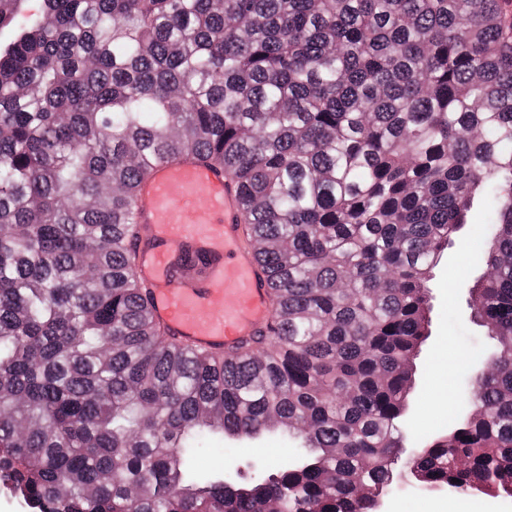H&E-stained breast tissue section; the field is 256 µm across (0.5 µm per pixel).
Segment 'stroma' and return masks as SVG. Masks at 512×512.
Returning <instances> with one entry per match:
<instances>
[{"mask_svg": "<svg viewBox=\"0 0 512 512\" xmlns=\"http://www.w3.org/2000/svg\"><path fill=\"white\" fill-rule=\"evenodd\" d=\"M482 235L481 224L464 226L428 283L432 296L430 337L415 360V389L406 421L409 443L424 442L454 424L466 391L465 380L484 354L486 330L465 312V286L486 269ZM293 447V442L273 432L251 446L217 449L194 456L193 461L201 471L214 475L222 474L225 465H240L247 481L254 468L275 471L293 455Z\"/></svg>", "mask_w": 512, "mask_h": 512, "instance_id": "35a3bbf8", "label": "stroma"}]
</instances>
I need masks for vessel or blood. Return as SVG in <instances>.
<instances>
[{
    "instance_id": "vessel-or-blood-1",
    "label": "vessel or blood",
    "mask_w": 512,
    "mask_h": 512,
    "mask_svg": "<svg viewBox=\"0 0 512 512\" xmlns=\"http://www.w3.org/2000/svg\"><path fill=\"white\" fill-rule=\"evenodd\" d=\"M134 222L135 275L150 284L152 316L169 335L225 353L271 323V290L246 241L241 191L223 168L156 163L135 189ZM190 254L206 266H187Z\"/></svg>"
}]
</instances>
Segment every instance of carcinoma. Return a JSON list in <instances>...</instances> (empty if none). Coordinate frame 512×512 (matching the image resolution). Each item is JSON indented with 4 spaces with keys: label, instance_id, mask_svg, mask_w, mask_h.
Returning <instances> with one entry per match:
<instances>
[{
    "label": "carcinoma",
    "instance_id": "obj_1",
    "mask_svg": "<svg viewBox=\"0 0 512 512\" xmlns=\"http://www.w3.org/2000/svg\"><path fill=\"white\" fill-rule=\"evenodd\" d=\"M0 0V479L37 512H375L403 470L512 498V17L499 0ZM188 156L240 187L273 322L166 336L136 184ZM484 198L486 369L407 447L428 282ZM277 427L299 464L197 481ZM458 482H453V479Z\"/></svg>",
    "mask_w": 512,
    "mask_h": 512
}]
</instances>
